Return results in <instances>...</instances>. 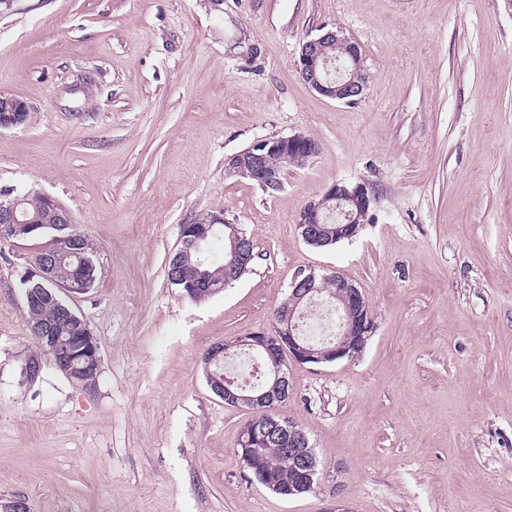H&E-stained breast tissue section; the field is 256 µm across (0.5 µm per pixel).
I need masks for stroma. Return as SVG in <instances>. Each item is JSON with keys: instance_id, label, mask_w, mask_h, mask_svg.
Segmentation results:
<instances>
[{"instance_id": "stroma-1", "label": "stroma", "mask_w": 512, "mask_h": 512, "mask_svg": "<svg viewBox=\"0 0 512 512\" xmlns=\"http://www.w3.org/2000/svg\"><path fill=\"white\" fill-rule=\"evenodd\" d=\"M342 29L369 75L356 103L295 61ZM0 187L51 195L94 248L69 296L100 344L94 388L44 364L18 288L41 241L0 240V508L29 512H512V0H0ZM318 141L280 191L229 157ZM373 191L359 236L307 245L300 210L335 183ZM224 214L258 257L201 302L172 288L179 227ZM360 287L358 360L289 362L280 413L320 462L284 499L237 452L253 416L210 390L214 344L270 328L302 270ZM30 107L25 100L15 95L0 93V129L24 125Z\"/></svg>"}]
</instances>
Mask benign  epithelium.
Here are the masks:
<instances>
[{"instance_id": "1", "label": "benign epithelium", "mask_w": 512, "mask_h": 512, "mask_svg": "<svg viewBox=\"0 0 512 512\" xmlns=\"http://www.w3.org/2000/svg\"><path fill=\"white\" fill-rule=\"evenodd\" d=\"M345 43L349 47L347 58L332 59L326 52L329 45ZM296 68L303 81L319 95L347 104L357 101L364 93L367 84L363 82L365 72L363 58L358 45L340 30H329L301 45L296 60ZM30 107L25 100L15 95L0 93V129L14 128L25 124ZM319 153L317 143L304 133H295L288 137L258 140L248 148L232 155L227 161L230 174L258 182L266 189L276 188L281 183L279 171L269 165V157L277 155L288 166L304 169ZM46 202L54 210L57 218L58 240L67 241L70 235L66 229L74 223L70 211L55 198L46 194ZM23 199L21 194L12 192L0 200V239L6 241L24 240L26 234L35 230V225L22 220L18 209ZM374 203L371 190L364 183L340 182L332 185L322 198L309 202L297 219L302 239L310 246L318 247L342 240H353L363 228ZM342 205L345 208V220L342 224H328L332 208ZM224 236L225 270L228 274L224 284H229L248 271L252 258V248L246 246L245 231L218 214L211 215L204 224H182L179 230L178 252H206L208 242ZM59 250L42 248L28 258L25 278L29 281L50 282L56 265ZM331 280L336 291L330 297L342 303L344 310L336 346L323 350L301 336L298 316L305 306L321 296L322 289L318 279ZM195 292L186 293L194 298V293L209 289L216 293L221 286L213 285L208 273L196 271L195 278L189 283ZM268 330H262L240 336L227 344L217 342L206 352L204 361L210 376L209 387L232 407L246 406L254 411L267 414V424L256 432L249 427L243 429V446L255 450L260 446L275 443L287 447L293 456L299 480L282 488L280 493L291 496L302 491H313L318 483V462L313 446L306 433L277 413L292 396L288 370L281 367L280 351L288 349V355L298 363L330 364L339 362L348 356L347 350L354 339L366 342L373 336L375 323L370 309L364 306L359 288L341 273L333 270L320 277L314 270L299 272L290 285L287 309L280 310ZM33 337L48 341L49 347L37 354L24 367L29 379L39 376L44 362L52 363L55 368L76 382H83V375L90 369H97L100 362V346L88 325L78 332L75 339H64L54 335L50 326L31 328ZM239 348L261 355L269 362L264 385L252 392L241 388L227 375H221L216 367L235 355Z\"/></svg>"}]
</instances>
